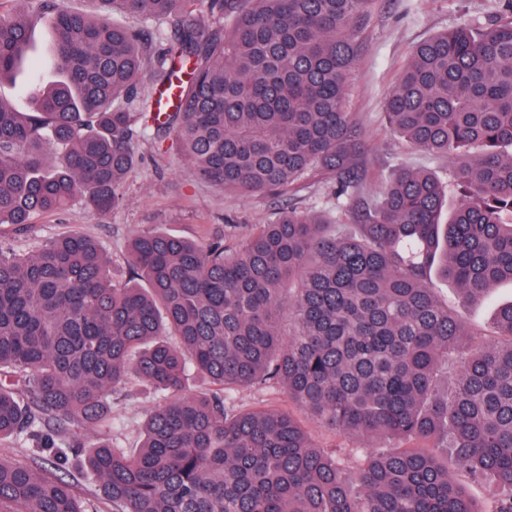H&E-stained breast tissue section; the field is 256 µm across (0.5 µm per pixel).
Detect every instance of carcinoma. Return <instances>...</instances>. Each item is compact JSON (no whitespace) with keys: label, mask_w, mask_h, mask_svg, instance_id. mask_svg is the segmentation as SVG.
<instances>
[{"label":"carcinoma","mask_w":512,"mask_h":512,"mask_svg":"<svg viewBox=\"0 0 512 512\" xmlns=\"http://www.w3.org/2000/svg\"><path fill=\"white\" fill-rule=\"evenodd\" d=\"M41 0L59 80L25 112L0 99V224L25 226L79 199L104 217L123 201L148 132L175 133L196 176L224 191L318 180L351 197L366 150L347 82L367 0ZM213 18L205 23L200 6ZM412 50L384 110L416 149L458 159L460 203L430 172L394 165L357 223L292 205L241 241L146 230L113 282L102 246L68 231L20 253L0 244V455L4 512H512V302L506 344L472 338L428 274L458 300L512 282V0ZM124 13L170 25L154 48ZM37 15H0V82L27 54ZM153 70L170 111L138 98ZM194 372L206 387L188 393ZM286 387L343 450L313 444L289 413L225 394ZM145 383L169 399L128 455L82 432L112 428L114 397ZM385 437L398 446L369 444ZM90 448L83 453L84 448ZM85 454L92 497L23 461ZM461 471L506 489L480 509Z\"/></svg>","instance_id":"obj_1"}]
</instances>
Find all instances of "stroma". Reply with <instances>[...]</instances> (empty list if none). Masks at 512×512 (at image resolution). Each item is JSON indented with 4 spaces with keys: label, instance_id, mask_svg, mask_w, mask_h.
Masks as SVG:
<instances>
[{
    "label": "stroma",
    "instance_id": "obj_1",
    "mask_svg": "<svg viewBox=\"0 0 512 512\" xmlns=\"http://www.w3.org/2000/svg\"><path fill=\"white\" fill-rule=\"evenodd\" d=\"M496 11V0H368L359 34V58L351 72L348 95L349 110L360 123L368 145V178L356 198L337 200L323 185L293 190L281 197L224 192L199 180L172 142L159 147L148 136L139 143V164L123 187L125 203L121 208L100 218L78 200L54 214L38 217L22 232L14 225L1 224L0 242L22 251L68 230L83 232L106 249L112 278L121 283L128 270L125 244L141 231L160 227L175 236L205 243L223 234L228 224L245 227L267 223L275 208L288 202L312 211H342L350 215L359 201L377 198L397 163L429 169L441 182L450 183L451 160L411 148L387 127L383 104L416 44L452 29L460 16L482 22ZM54 51V30L50 20L45 19L32 33L25 66L15 79L0 84V95L18 107H26L34 89L55 81ZM432 284L472 330L487 336L494 331L497 307L512 300V284H504L487 299L463 307L452 284L437 277ZM232 398L241 408L267 405L291 413L321 447L347 442L346 437L326 430L310 418L283 388H240L233 391ZM161 399V394L143 385L136 395L117 403L113 441L128 452H135L143 425Z\"/></svg>",
    "mask_w": 512,
    "mask_h": 512
}]
</instances>
